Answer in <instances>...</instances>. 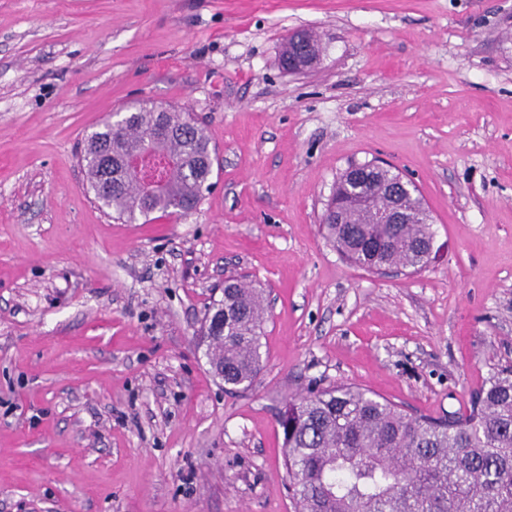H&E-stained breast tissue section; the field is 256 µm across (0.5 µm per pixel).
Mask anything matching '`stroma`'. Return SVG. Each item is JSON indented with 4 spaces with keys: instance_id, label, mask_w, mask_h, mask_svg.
I'll return each mask as SVG.
<instances>
[{
    "instance_id": "35a3bbf8",
    "label": "stroma",
    "mask_w": 512,
    "mask_h": 512,
    "mask_svg": "<svg viewBox=\"0 0 512 512\" xmlns=\"http://www.w3.org/2000/svg\"><path fill=\"white\" fill-rule=\"evenodd\" d=\"M315 32L321 61L279 57ZM216 147L195 212L126 224L78 154L140 101ZM381 158L435 259L346 263L320 225ZM261 286L263 370L228 393L200 330ZM512 365V0H0V512H293L276 415L333 384L466 412ZM303 32L297 31L290 34L283 50L282 56L288 57V59H281V67L288 73H303L315 62L313 61L314 48L307 42ZM288 42L292 45L291 54H288Z\"/></svg>"
}]
</instances>
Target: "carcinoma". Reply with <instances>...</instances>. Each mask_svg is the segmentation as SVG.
<instances>
[{
  "mask_svg": "<svg viewBox=\"0 0 512 512\" xmlns=\"http://www.w3.org/2000/svg\"><path fill=\"white\" fill-rule=\"evenodd\" d=\"M150 150L142 174L124 159ZM215 149L185 108L148 102L123 122H105L80 153L88 189L116 219L148 222L189 212L212 186ZM395 172L371 171L361 183L340 175L335 193L357 190L381 203ZM407 224H373L349 209L325 224L327 238L349 263L373 271L428 264L432 225L418 188L406 201ZM261 290L224 281V298L209 304L202 336L210 366L224 385L249 388L263 365ZM278 424L294 512H512V366L475 392L465 413L412 416L355 385H333L292 398Z\"/></svg>",
  "mask_w": 512,
  "mask_h": 512,
  "instance_id": "cac0c4a2",
  "label": "carcinoma"
}]
</instances>
